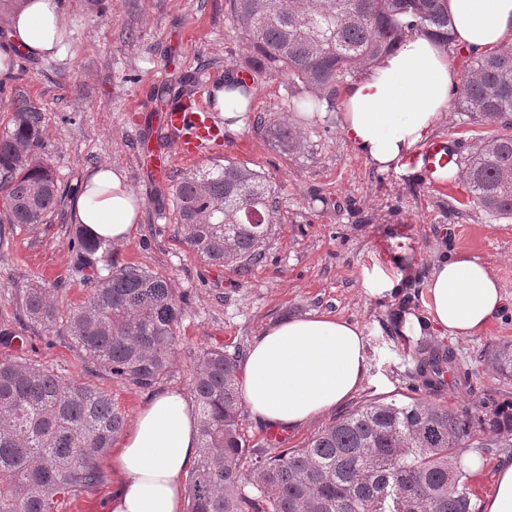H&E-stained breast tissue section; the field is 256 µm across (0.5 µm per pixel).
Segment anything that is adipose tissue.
<instances>
[{"label": "adipose tissue", "mask_w": 512, "mask_h": 512, "mask_svg": "<svg viewBox=\"0 0 512 512\" xmlns=\"http://www.w3.org/2000/svg\"><path fill=\"white\" fill-rule=\"evenodd\" d=\"M452 47L473 57L512 40V0H448ZM70 34L62 0H21L0 20V78L17 56L54 57ZM457 73L438 42L412 36L344 92L340 127L366 161L398 167L449 108ZM141 200L122 170L91 171L72 202L76 223L92 239L130 238ZM503 308L490 267L460 252L434 267L422 314L399 313L408 335L430 328L467 337L482 332ZM243 396L261 424L299 428L344 404L364 382L365 341L360 327L331 312L283 318L251 344L241 364ZM198 447L197 413L184 395L166 391L142 407L121 438L114 465L124 478L107 512H183L182 477Z\"/></svg>", "instance_id": "1"}]
</instances>
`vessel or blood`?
<instances>
[{
  "instance_id": "b4317fda",
  "label": "vessel or blood",
  "mask_w": 512,
  "mask_h": 512,
  "mask_svg": "<svg viewBox=\"0 0 512 512\" xmlns=\"http://www.w3.org/2000/svg\"><path fill=\"white\" fill-rule=\"evenodd\" d=\"M208 83L207 77L193 74L182 95L162 116L163 129L173 135L169 149L178 158L193 160L202 154L214 153L224 143V128L203 101ZM447 152V144L431 142L422 154V172L433 176L438 165L446 163Z\"/></svg>"
}]
</instances>
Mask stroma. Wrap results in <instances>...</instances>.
<instances>
[{
  "instance_id": "35a3bbf8",
  "label": "stroma",
  "mask_w": 512,
  "mask_h": 512,
  "mask_svg": "<svg viewBox=\"0 0 512 512\" xmlns=\"http://www.w3.org/2000/svg\"><path fill=\"white\" fill-rule=\"evenodd\" d=\"M71 36L52 59L20 57L11 78L0 83V116L22 90L43 108L42 140L63 190L58 210L45 224L15 237L0 255V322L15 308L14 292L40 273L58 284L69 302L85 297L70 240L76 226L71 201L89 169H122L142 201L136 233L112 246V257L166 278L182 297L186 314L181 348L157 391H188L189 350L216 345L248 349L269 323L285 317L329 311L356 322L364 336L368 372L358 390L335 413L283 433L280 445L300 448L334 415L371 399L425 397L410 378L412 344L398 329L396 311L424 312L427 280L435 265L456 251L487 263L500 280L505 309L484 331L455 337L432 330L428 339L452 346L471 374L466 387L447 386L435 403L462 410L486 398L512 400V379L496 375L495 350L512 345V218H494L481 208H461L463 174L447 192L411 160L386 171L372 167L343 136L335 113L303 122L289 111L286 81L258 87L253 112L288 116L301 125L307 151L291 154L257 134L251 123L226 132V157L265 173L282 190V222L276 225L265 260L243 276L208 266L183 242L175 224L170 187L187 170L211 165L201 157L160 167L146 126L161 121L157 93L179 74L211 76L210 89L244 59L248 47L229 21L225 0H64ZM501 127L450 106L430 139L452 141L467 156ZM382 272L396 289L371 295L364 282ZM29 355L74 380L109 391L127 420H134L148 393L121 385L104 372L84 368L68 341L36 339Z\"/></svg>"
}]
</instances>
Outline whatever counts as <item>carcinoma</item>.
<instances>
[{"mask_svg":"<svg viewBox=\"0 0 512 512\" xmlns=\"http://www.w3.org/2000/svg\"><path fill=\"white\" fill-rule=\"evenodd\" d=\"M250 56L225 71L224 90L251 104L258 85L288 81L290 110L338 107L340 88L406 38L448 47L447 0H225ZM462 112L498 122L465 157L467 203L491 217L512 216V46L474 61L456 91ZM290 153L308 141L268 113L249 118ZM43 112L14 93L0 121V252L45 223L62 191L45 157ZM176 224L198 259L245 275L265 259L280 223L279 190L266 176L227 159L189 171L172 189ZM85 300L60 308L61 289L35 276L15 289V322L0 323V512H65L99 486V460L122 433L125 414L108 391L27 358L30 336L62 337L85 367L149 391L180 347L181 300L167 279L112 260L110 244L73 237ZM240 350L212 346L195 355L189 378L198 407L199 449L187 484L188 512H479L465 456L512 448V402L488 399L461 411L428 401L378 399L333 419L301 448L264 454L248 448L242 415ZM413 377L427 390L469 382L453 348L417 343ZM512 378V348L492 357Z\"/></svg>","mask_w":512,"mask_h":512,"instance_id":"carcinoma-1","label":"carcinoma"}]
</instances>
